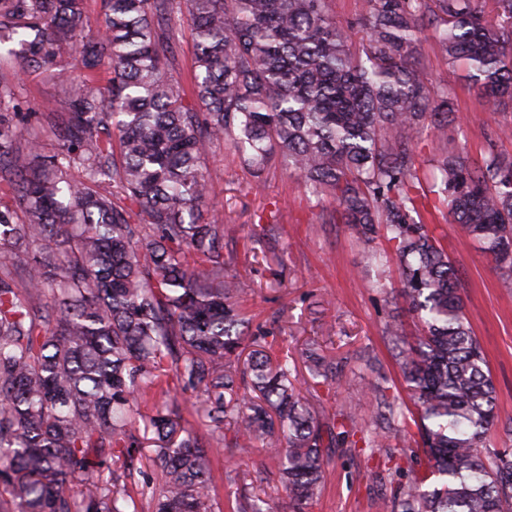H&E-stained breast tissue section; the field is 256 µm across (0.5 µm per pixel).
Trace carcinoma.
<instances>
[{
	"label": "carcinoma",
	"instance_id": "1",
	"mask_svg": "<svg viewBox=\"0 0 512 512\" xmlns=\"http://www.w3.org/2000/svg\"><path fill=\"white\" fill-rule=\"evenodd\" d=\"M478 2L365 0L357 52L331 0H101L91 39L86 0H0V46L66 93L65 111L36 116L48 152L20 84L0 80V512H212L213 459L259 447L307 506L330 449L391 461L413 427L434 481L387 468L381 512H512V453L484 446L496 388L431 230L460 225L512 288V154L448 147L455 105L432 97L420 48L430 33L483 99L512 101V0L497 21ZM185 18L190 89L168 63ZM425 133L439 136L438 188L420 177ZM221 140L257 172L281 156L331 198L329 223L385 241L418 322L411 336L385 325L413 408L381 385L369 410L321 418L298 363L316 387L336 364L309 347L274 358L277 337L251 331L211 210L204 160ZM187 397L202 434L182 423ZM239 509L278 512L259 496Z\"/></svg>",
	"mask_w": 512,
	"mask_h": 512
}]
</instances>
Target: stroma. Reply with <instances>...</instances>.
<instances>
[{"label": "stroma", "instance_id": "1", "mask_svg": "<svg viewBox=\"0 0 512 512\" xmlns=\"http://www.w3.org/2000/svg\"><path fill=\"white\" fill-rule=\"evenodd\" d=\"M421 52L431 89L451 97L457 116L466 123L461 131L449 126V141H460L473 161L491 141L512 154V135L502 132L503 127H512V106L492 109L465 79L463 68L448 66L435 41H424ZM0 77L19 79L20 110L26 114L41 111L45 101L62 98L48 77L17 76L12 64L1 58ZM206 167L215 186L212 207L233 229L224 250L234 254L237 268L247 278L239 302L252 328L279 336L293 354L313 343L349 358L338 367L335 383L319 388L312 401L315 411L329 416L348 402H366L368 389L375 384L402 396L396 351L383 326L390 319L399 320L409 332L415 326L412 315L381 291L382 285H398L396 266L368 261L345 225L328 223L329 199L308 193L280 158H272L256 177L221 141L213 146ZM259 211L285 231L282 244L287 254L276 286L269 283L265 242L252 235ZM437 233L461 269L467 315L497 390L500 420L488 446L512 452V288L501 285L491 259L456 225L439 224ZM377 463L365 448L331 449L321 493L304 512H377L376 501L384 488L369 477ZM212 474L218 512H238L239 499L251 493L277 497L280 512H293L276 466L262 450L224 454L213 460Z\"/></svg>", "mask_w": 512, "mask_h": 512}]
</instances>
